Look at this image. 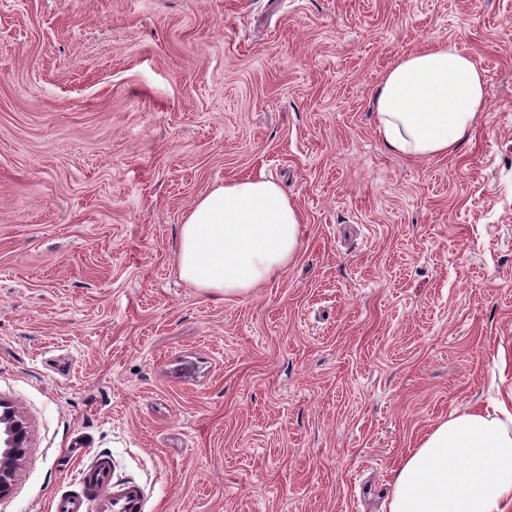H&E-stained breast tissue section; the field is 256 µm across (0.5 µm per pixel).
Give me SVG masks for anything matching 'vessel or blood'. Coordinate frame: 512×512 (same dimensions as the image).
Listing matches in <instances>:
<instances>
[{
	"label": "vessel or blood",
	"instance_id": "obj_1",
	"mask_svg": "<svg viewBox=\"0 0 512 512\" xmlns=\"http://www.w3.org/2000/svg\"><path fill=\"white\" fill-rule=\"evenodd\" d=\"M112 459L96 455L83 462L73 490L58 496L54 512H143L139 484L113 477Z\"/></svg>",
	"mask_w": 512,
	"mask_h": 512
}]
</instances>
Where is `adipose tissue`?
Wrapping results in <instances>:
<instances>
[{"mask_svg":"<svg viewBox=\"0 0 512 512\" xmlns=\"http://www.w3.org/2000/svg\"><path fill=\"white\" fill-rule=\"evenodd\" d=\"M484 85L452 41L402 54L372 97L377 132L399 153L446 156L483 111ZM299 236L300 214L274 182L229 181L181 224L179 275L212 295L245 294L287 268ZM388 512H512V390L436 425L401 463Z\"/></svg>","mask_w":512,"mask_h":512,"instance_id":"1","label":"adipose tissue"}]
</instances>
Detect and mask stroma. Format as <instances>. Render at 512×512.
<instances>
[{"instance_id":"1","label":"stroma","mask_w":512,"mask_h":512,"mask_svg":"<svg viewBox=\"0 0 512 512\" xmlns=\"http://www.w3.org/2000/svg\"><path fill=\"white\" fill-rule=\"evenodd\" d=\"M448 39L486 107L448 156L370 100ZM300 213L277 278L179 276L214 186ZM512 388V0H0V398L30 446L0 512L111 456L144 512H381L411 449Z\"/></svg>"}]
</instances>
